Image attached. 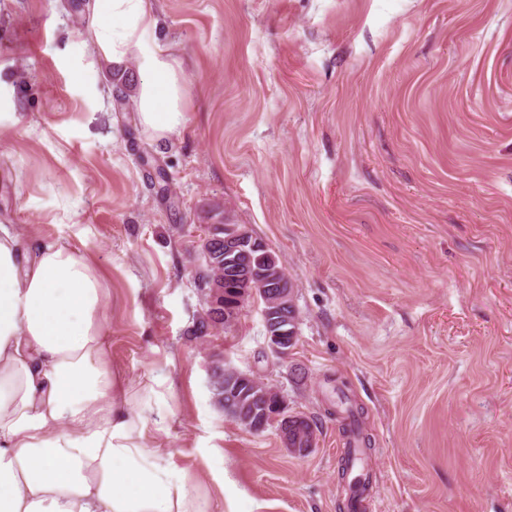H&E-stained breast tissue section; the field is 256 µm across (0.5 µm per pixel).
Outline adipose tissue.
Returning <instances> with one entry per match:
<instances>
[{"label":"adipose tissue","mask_w":512,"mask_h":512,"mask_svg":"<svg viewBox=\"0 0 512 512\" xmlns=\"http://www.w3.org/2000/svg\"><path fill=\"white\" fill-rule=\"evenodd\" d=\"M99 57L136 56L140 125L155 141L186 122L184 89L155 37L154 0H93ZM106 283L77 250L0 225V512H211L173 478L167 449L148 445L146 410L163 395L147 375L113 371Z\"/></svg>","instance_id":"1"}]
</instances>
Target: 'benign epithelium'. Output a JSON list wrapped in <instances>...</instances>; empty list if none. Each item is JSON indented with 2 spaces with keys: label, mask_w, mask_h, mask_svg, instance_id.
<instances>
[{
  "label": "benign epithelium",
  "mask_w": 512,
  "mask_h": 512,
  "mask_svg": "<svg viewBox=\"0 0 512 512\" xmlns=\"http://www.w3.org/2000/svg\"><path fill=\"white\" fill-rule=\"evenodd\" d=\"M224 267L231 281V290L212 288L209 300L215 307L224 308V324L230 325L242 304L255 298L262 303L266 344L270 352L280 358L288 357L295 339L288 338V331L278 329L277 312L294 306L293 289L284 287L287 275L280 267L270 265L264 270H252L239 265L238 256L251 249L258 251L264 244L249 237V233L238 224H223ZM264 403L260 411H252L244 419L248 429L261 432L272 424L278 425L282 441L294 452L304 453L313 440V424L302 415L287 412V403L279 391L270 394L261 392Z\"/></svg>",
  "instance_id": "1"
}]
</instances>
